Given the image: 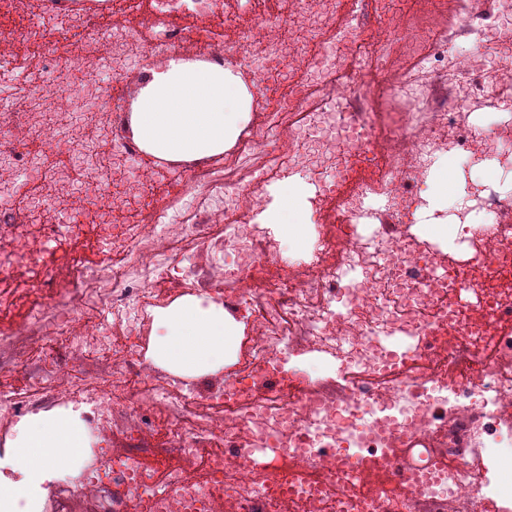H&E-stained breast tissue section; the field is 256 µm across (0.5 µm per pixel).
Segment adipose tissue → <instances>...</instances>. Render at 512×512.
I'll list each match as a JSON object with an SVG mask.
<instances>
[{"instance_id":"adipose-tissue-1","label":"adipose tissue","mask_w":512,"mask_h":512,"mask_svg":"<svg viewBox=\"0 0 512 512\" xmlns=\"http://www.w3.org/2000/svg\"><path fill=\"white\" fill-rule=\"evenodd\" d=\"M251 98L241 79L223 67L171 58L151 69L130 104L131 137L147 154L186 162L223 154L250 120ZM297 181L284 183L266 223L279 225L289 248L300 243L308 212L296 206ZM154 356L172 373L210 372L232 352L238 324L223 304L189 298L162 310ZM85 446L78 415H48L21 422L14 444L22 482L0 487V512H31V488L70 468Z\"/></svg>"}]
</instances>
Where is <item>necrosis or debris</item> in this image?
<instances>
[{
    "mask_svg": "<svg viewBox=\"0 0 512 512\" xmlns=\"http://www.w3.org/2000/svg\"><path fill=\"white\" fill-rule=\"evenodd\" d=\"M219 15L224 0H112L113 12L148 13L141 26L99 28L96 0H42L50 19L88 30L79 54L49 50L22 30H0V73L16 67V43L42 52L48 78L0 94V308L28 276L34 297L23 322L0 330V371L25 366L30 388L19 398L0 388V483L17 481L5 462L7 437L21 421L67 409L79 413L95 465L60 489L57 508L86 503L91 512H482L489 497L470 456L494 457L512 472V451L492 440L512 428V193L467 198L456 216L471 249L464 260L408 233L398 214L418 206L417 183L436 153L467 151L474 97L512 78V44L499 49L484 80L472 58L453 52L461 39L483 47L487 29L512 17V0H458L462 23L442 24L443 0L430 11L399 0H356L353 19L336 25V0H253L254 21L238 40L211 48L209 63L245 61L263 79L284 69L312 67L318 92L295 86L276 104L260 107L259 122L224 160L200 163L186 187L190 216L147 203L156 172L122 184L112 170L130 156L118 134L120 117L100 114L101 138L86 139L74 101L104 102L107 83L83 69L97 60L114 73L131 58L164 65L186 41L173 18L184 2ZM333 26L316 42L309 18ZM385 18L380 34L367 22ZM404 43L425 65L388 77V51ZM397 114L373 122V99ZM71 160L60 162L58 147ZM37 171L34 187L17 174ZM317 186L316 209L331 208L332 223L315 225L301 272L283 274L279 242L257 223L263 189L294 171ZM108 183L109 198L100 185ZM386 196V210L368 205ZM93 209L111 261L66 254L74 225L61 221L72 199ZM116 207L130 209L122 224ZM373 225L371 234L359 232ZM208 247L205 264L177 263V246ZM477 284L476 301L457 300L458 283ZM208 293L231 312H245L239 370L211 392L217 409H197L186 383L158 377L135 360L152 330L160 291ZM107 308L111 323L93 320ZM111 353L102 377L88 358ZM314 352L333 361L339 394L291 380L293 356ZM127 442L110 446L112 435ZM181 458L148 462L152 442ZM421 447L428 454L415 479L395 481L384 454ZM356 449L359 472L345 471L336 449ZM202 461L206 477L186 466Z\"/></svg>",
    "mask_w": 512,
    "mask_h": 512,
    "instance_id": "necrosis-or-debris-1",
    "label": "necrosis or debris"
}]
</instances>
